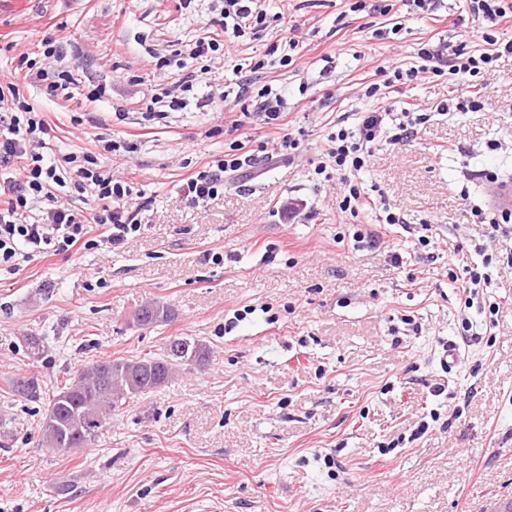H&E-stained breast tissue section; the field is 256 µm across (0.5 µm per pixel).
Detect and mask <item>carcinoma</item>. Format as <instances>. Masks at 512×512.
Masks as SVG:
<instances>
[{"mask_svg":"<svg viewBox=\"0 0 512 512\" xmlns=\"http://www.w3.org/2000/svg\"><path fill=\"white\" fill-rule=\"evenodd\" d=\"M24 347L38 360L45 354V338L26 336ZM209 353L199 339L171 336L157 356L103 359L78 368L48 399L40 422L42 444L53 451L86 447L123 402L164 387L179 367L205 364ZM12 388L21 397L39 398L38 383L25 375H17Z\"/></svg>","mask_w":512,"mask_h":512,"instance_id":"cac0c4a2","label":"carcinoma"}]
</instances>
